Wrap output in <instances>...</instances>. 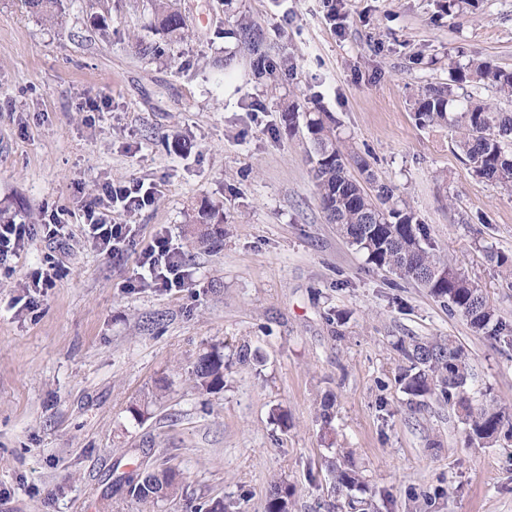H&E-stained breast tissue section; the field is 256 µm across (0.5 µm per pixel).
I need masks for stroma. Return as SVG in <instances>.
<instances>
[{"label":"stroma","instance_id":"35a3bbf8","mask_svg":"<svg viewBox=\"0 0 512 512\" xmlns=\"http://www.w3.org/2000/svg\"><path fill=\"white\" fill-rule=\"evenodd\" d=\"M448 2L179 0L184 38L165 45L150 0H62L51 15L0 0V210L72 231L63 246L35 236L0 268V512L218 499L265 512L276 481L294 490L289 512H512V437L469 446L457 410L410 409L395 343L451 337L470 358L469 396L509 414L512 348L369 264L326 221L307 159L305 113L332 115L512 325V280L485 252L512 256V191L474 176L453 130L420 127L413 110L448 81L449 58L512 70V0ZM238 14L275 86L231 37ZM288 98L302 112L291 130ZM107 180L154 187L150 206L110 217L143 245L163 233L185 287H140L138 252L85 241L82 205ZM204 202L223 223H196ZM48 264L60 276L27 309L23 284ZM214 348L227 370L206 394L190 372ZM141 459L174 469L177 494L145 504L107 490L115 462ZM342 462L366 492L336 494ZM236 28L239 41L247 46L257 57L256 75L258 78L271 84L275 82V71L270 63L266 62L267 56L256 34L254 24L246 19H237ZM259 63L261 64L259 65Z\"/></svg>","mask_w":512,"mask_h":512}]
</instances>
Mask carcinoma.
<instances>
[{
  "label": "carcinoma",
  "instance_id": "cac0c4a2",
  "mask_svg": "<svg viewBox=\"0 0 512 512\" xmlns=\"http://www.w3.org/2000/svg\"><path fill=\"white\" fill-rule=\"evenodd\" d=\"M156 31L174 42L182 39L185 22L177 0H153ZM239 41L257 57L256 75L273 83L276 75L266 62V53L254 24L236 20ZM451 82L424 90L415 103V120L421 127L450 126L457 130L456 147L473 173L491 183L512 190V112L459 92L467 83L487 86L512 100V70L493 65L488 60L472 58L462 63L448 59ZM310 135L309 161L320 207L326 221L347 241L366 255L368 263L386 269L397 277L428 289L432 296L469 321L482 332L494 324L493 333L503 330L496 320L480 286L434 253L427 229L415 212L399 204L393 189L376 183L367 192L354 178L348 165H356L369 181L374 174L365 159L352 154L337 141L321 112H310L306 122ZM406 361L397 383L407 395L412 409L427 405L437 397L464 412L465 442L490 444L512 422L505 411L492 405L475 407L465 391L472 376L464 351L450 338L417 340L404 338L396 343ZM191 376L195 386L210 392L224 387V355L212 350L201 355ZM113 467L112 486L142 502H153L176 493L171 468H154L142 462L120 470ZM337 492L362 490L358 474L345 465L333 466ZM288 486L276 483L267 499L265 512H288Z\"/></svg>",
  "mask_w": 512,
  "mask_h": 512
}]
</instances>
